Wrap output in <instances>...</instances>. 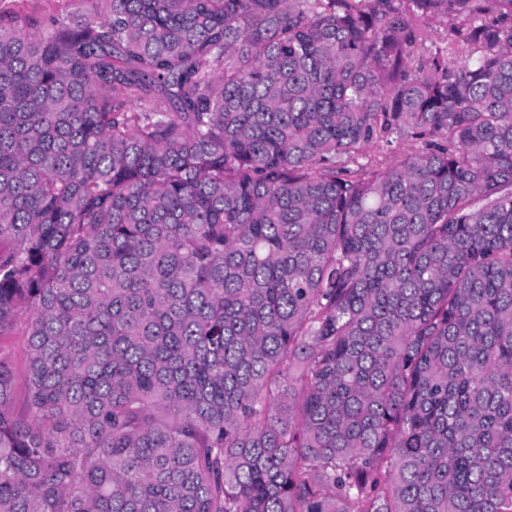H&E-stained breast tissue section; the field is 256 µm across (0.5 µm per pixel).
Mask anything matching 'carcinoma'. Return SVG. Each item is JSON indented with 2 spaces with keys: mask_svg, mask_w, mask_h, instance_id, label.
<instances>
[{
  "mask_svg": "<svg viewBox=\"0 0 512 512\" xmlns=\"http://www.w3.org/2000/svg\"><path fill=\"white\" fill-rule=\"evenodd\" d=\"M404 2L0 11V512H512V0ZM387 140L392 143H387ZM420 147V144L411 145L393 134L387 139L374 140L366 145L358 162L364 166V171L382 172ZM26 344L27 336L24 329H19L14 336H10L2 346L5 352L11 356L12 366L16 380V399L14 410L23 413L26 410L25 404V379H26Z\"/></svg>",
  "mask_w": 512,
  "mask_h": 512,
  "instance_id": "1",
  "label": "carcinoma"
}]
</instances>
